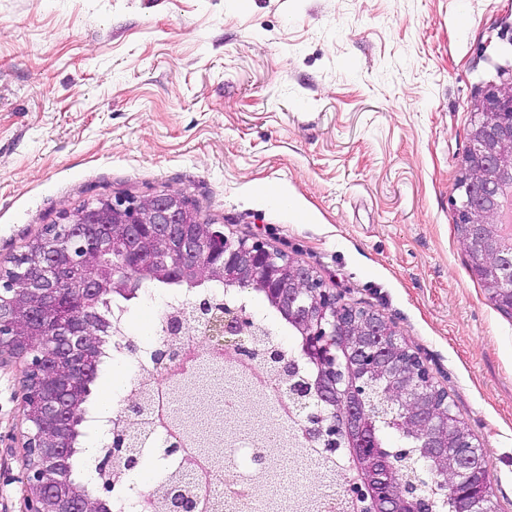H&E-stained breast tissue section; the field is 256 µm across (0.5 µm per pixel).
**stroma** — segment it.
<instances>
[{
  "label": "stroma",
  "instance_id": "obj_1",
  "mask_svg": "<svg viewBox=\"0 0 512 512\" xmlns=\"http://www.w3.org/2000/svg\"><path fill=\"white\" fill-rule=\"evenodd\" d=\"M509 79L512 0H0V272L96 195L182 192L396 326L512 512V315L456 227L470 102ZM166 294L129 301L136 343ZM25 366L0 357V512Z\"/></svg>",
  "mask_w": 512,
  "mask_h": 512
}]
</instances>
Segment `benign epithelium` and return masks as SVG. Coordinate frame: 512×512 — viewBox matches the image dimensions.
<instances>
[{"label": "benign epithelium", "mask_w": 512, "mask_h": 512, "mask_svg": "<svg viewBox=\"0 0 512 512\" xmlns=\"http://www.w3.org/2000/svg\"><path fill=\"white\" fill-rule=\"evenodd\" d=\"M474 120L469 147L461 165L458 187L470 195L461 211L463 239L467 252H480L478 263L489 288L509 294L506 309L512 311V254L484 250L488 231L502 232L497 224L501 193L512 187V82L493 85L471 102ZM98 223L105 225L109 244L133 246L127 262L143 279L154 277L155 255L172 258L166 274L191 286L221 280L226 284L244 281L272 304L286 310L304 339L307 356L319 372V390L310 391L291 381L281 391L295 410L304 412L323 404L339 402L348 419V430L340 436L333 423L318 413H309L305 434L324 442L325 450L349 452L345 497L342 507L353 512H430L423 494L426 478H405L396 464L380 467L382 457L369 442L372 421L364 413V375H384L390 381L409 378L401 384L400 402L414 409L413 423L428 431L447 424V415L430 405L437 393L432 378L420 359L401 356L409 352L404 337L378 313L348 306L323 288L313 271L260 241L234 242L210 224H191L192 212L185 196L162 190L137 198H104L98 207ZM62 227L43 231L33 244L36 255L28 271L19 276L0 274V355L12 350L5 335L25 336L33 341L29 376L36 385L26 395L36 394L40 411L28 417L26 455L20 482L26 512H103L111 483L103 480L99 492L74 484L63 461L73 448L62 438L72 422L65 389L86 373L82 359L99 351L100 333L88 329L84 318L72 312L67 298L58 291L57 278L68 265L82 283L84 301L104 289L122 295L133 294L128 275L102 265L100 257L86 254L79 229L86 224L83 211L64 213ZM253 326L252 316L243 309L208 303L170 311L164 328L171 342L163 349L159 365L174 374L195 376L211 358L228 365L251 364L241 348L240 335ZM208 337V348L184 355L182 336L194 331ZM70 361L65 371L53 359ZM166 394L144 390L123 411L133 424L112 435V449L98 463L102 475L117 469L136 470L141 448L157 431ZM439 470L450 473L453 496L467 503V512H494L489 486L491 473L485 458L468 449L448 453L432 441L425 448ZM195 493L181 496L166 493V512H204L211 488L193 483Z\"/></svg>", "instance_id": "1"}]
</instances>
